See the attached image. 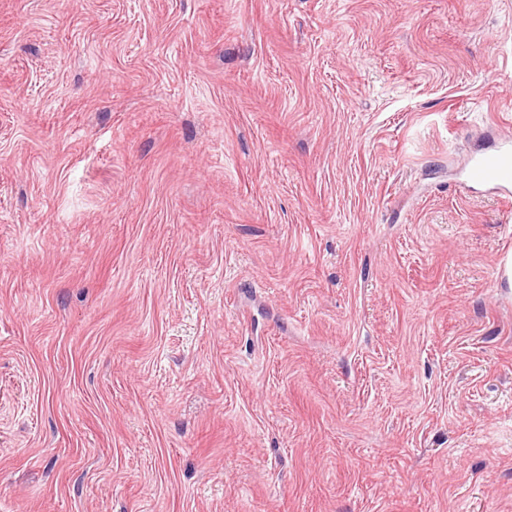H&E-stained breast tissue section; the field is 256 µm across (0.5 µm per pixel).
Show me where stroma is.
Returning a JSON list of instances; mask_svg holds the SVG:
<instances>
[{
    "mask_svg": "<svg viewBox=\"0 0 512 512\" xmlns=\"http://www.w3.org/2000/svg\"><path fill=\"white\" fill-rule=\"evenodd\" d=\"M512 0H0V512H512ZM468 178L475 183L492 184L502 191L503 199L512 200V141L501 142L494 150L475 155Z\"/></svg>",
    "mask_w": 512,
    "mask_h": 512,
    "instance_id": "35a3bbf8",
    "label": "stroma"
}]
</instances>
